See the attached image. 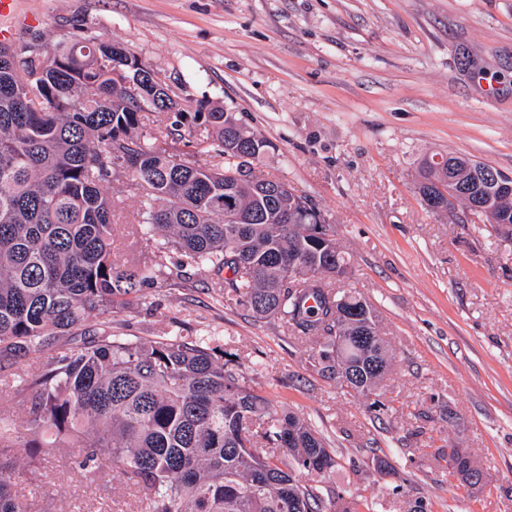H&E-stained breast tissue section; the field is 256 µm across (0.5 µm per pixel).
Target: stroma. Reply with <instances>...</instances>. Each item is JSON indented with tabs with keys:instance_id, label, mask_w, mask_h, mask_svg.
Masks as SVG:
<instances>
[{
	"instance_id": "35a3bbf8",
	"label": "stroma",
	"mask_w": 512,
	"mask_h": 512,
	"mask_svg": "<svg viewBox=\"0 0 512 512\" xmlns=\"http://www.w3.org/2000/svg\"><path fill=\"white\" fill-rule=\"evenodd\" d=\"M23 35L85 29L124 43L180 103L209 100L272 144L257 173L323 210L348 255L336 290L378 315L395 358L372 397L323 377L316 337L224 299V273L168 266L145 298L111 316L125 336L216 337L240 382L276 412L311 422L339 462L306 476L339 493L335 512H512V232L456 205L427 210L418 164L465 155L512 174V0H21ZM122 203L112 257L141 264V198ZM387 406L370 410L371 399ZM456 448L483 470L448 474ZM386 471H379V461ZM44 512H138L131 485L101 461L95 482L62 460L21 486Z\"/></svg>"
}]
</instances>
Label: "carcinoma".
Wrapping results in <instances>:
<instances>
[{"label":"carcinoma","mask_w":512,"mask_h":512,"mask_svg":"<svg viewBox=\"0 0 512 512\" xmlns=\"http://www.w3.org/2000/svg\"><path fill=\"white\" fill-rule=\"evenodd\" d=\"M44 46L53 67L25 37L0 46V391L10 394L0 403V512H32L18 479L65 448L79 450L91 483L110 457L142 512H325L300 476L339 463L311 424L273 411L207 337L173 328L130 338L104 321L154 283L172 245L185 266L232 272L224 297L252 317L322 336L309 358L328 363L322 371L341 387L371 394L394 354L373 306L326 282L348 260L322 210L254 174L271 142L219 104L182 106L122 44L87 33ZM161 114L172 137L203 121L210 161L162 145L147 129ZM419 175L436 197L451 190L471 210L489 202L512 226V200L474 196L465 168L432 154ZM121 177L141 191V235L167 240L143 266L112 260ZM231 209L241 223L225 219ZM30 353L46 354L37 374L17 369ZM340 354L356 378L337 375Z\"/></svg>","instance_id":"obj_1"}]
</instances>
